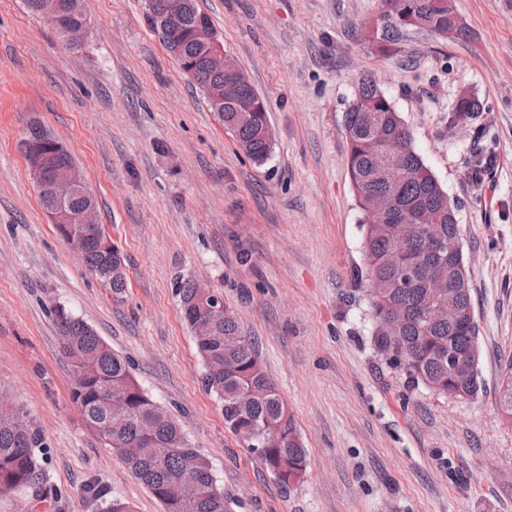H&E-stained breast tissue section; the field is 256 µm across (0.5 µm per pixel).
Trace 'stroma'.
Returning a JSON list of instances; mask_svg holds the SVG:
<instances>
[{
	"instance_id": "35a3bbf8",
	"label": "stroma",
	"mask_w": 512,
	"mask_h": 512,
	"mask_svg": "<svg viewBox=\"0 0 512 512\" xmlns=\"http://www.w3.org/2000/svg\"><path fill=\"white\" fill-rule=\"evenodd\" d=\"M197 2L268 104L263 164L167 52L146 0H83L79 52L22 0H0V386L44 436L50 488L0 512H95L92 481L163 512L72 402L57 304L181 421L230 512H512V425L498 405L512 364V0H454L469 39L410 28L388 53L381 0ZM367 72L458 206L482 380L471 399L409 388L374 346L344 129ZM464 95L483 108L457 121ZM34 123L80 164L124 259L122 298L40 207L21 150ZM477 158L497 159L492 177L473 176ZM189 279L221 292L254 338L308 450L299 483H280L225 428L183 319Z\"/></svg>"
}]
</instances>
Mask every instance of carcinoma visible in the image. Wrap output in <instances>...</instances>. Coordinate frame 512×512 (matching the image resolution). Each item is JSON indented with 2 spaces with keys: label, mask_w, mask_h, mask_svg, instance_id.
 <instances>
[{
  "label": "carcinoma",
  "mask_w": 512,
  "mask_h": 512,
  "mask_svg": "<svg viewBox=\"0 0 512 512\" xmlns=\"http://www.w3.org/2000/svg\"><path fill=\"white\" fill-rule=\"evenodd\" d=\"M387 30L384 40H395L403 28L414 27L435 35L464 40L469 29L448 0H384ZM82 0H59L58 16L51 25L59 34L85 24ZM213 27L210 17L188 0L183 18L168 29L152 24L169 53L191 65L189 78L205 99L224 85V74L211 71L205 62L204 45L191 32L197 25ZM482 109L475 97L458 101L453 116L470 117ZM239 151L262 164L272 151L273 137L268 110L250 113L243 120L237 103L228 101L218 113ZM348 171L351 186L364 220L363 257L367 294L373 318L377 351L400 370L407 384L439 395L469 399L481 388L456 368L461 359L479 363L476 323L470 318L471 292L463 254L450 255L434 248L432 237L443 244L460 239L457 206L448 198L413 145V136L399 112L381 90L375 77L364 74L345 112ZM375 138L400 145L398 154L386 157L369 148ZM389 194L399 210L412 218L408 238L399 246L394 225L385 217L370 215L368 203ZM102 238H84L83 262L89 274L120 297L125 275H106L115 262ZM448 283L444 302L456 309V319L428 318L431 298L428 284L434 278ZM185 320L195 327L206 317L212 325L207 336H194L206 366L205 384L222 403L224 425L241 436L276 478L285 485L299 482L306 471L307 451L294 417L275 385L266 375L259 352L244 334L236 313L224 306L214 314L196 300L195 281L181 284ZM59 334V352L81 371L71 389V399L84 420L104 444L118 456L133 476L161 503L163 512H228L224 489L209 460L189 447L180 424L156 403L132 376L128 362L82 319L64 306L53 308ZM504 420L512 424V364L498 390ZM43 437L20 406H0V498L44 490L46 484L37 449ZM83 492L98 512H134L129 502L113 497L102 486L88 483Z\"/></svg>",
  "instance_id": "1"
}]
</instances>
